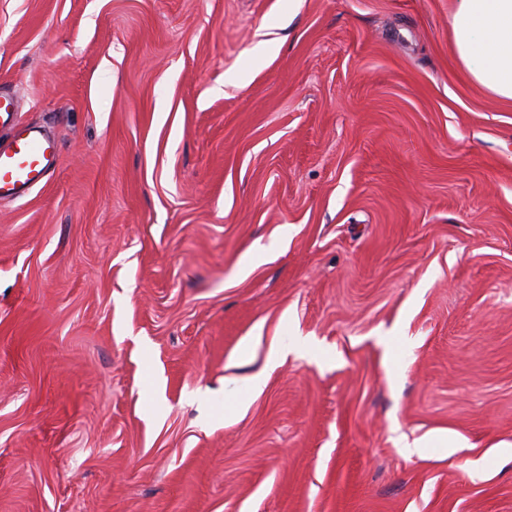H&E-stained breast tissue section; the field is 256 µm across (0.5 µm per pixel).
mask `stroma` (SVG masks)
<instances>
[{
	"label": "stroma",
	"mask_w": 512,
	"mask_h": 512,
	"mask_svg": "<svg viewBox=\"0 0 512 512\" xmlns=\"http://www.w3.org/2000/svg\"><path fill=\"white\" fill-rule=\"evenodd\" d=\"M451 9L0 0L63 152L0 200V512H512V102Z\"/></svg>",
	"instance_id": "obj_1"
}]
</instances>
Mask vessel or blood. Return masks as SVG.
I'll list each match as a JSON object with an SVG mask.
<instances>
[{"instance_id":"b4317fda","label":"vessel or blood","mask_w":512,"mask_h":512,"mask_svg":"<svg viewBox=\"0 0 512 512\" xmlns=\"http://www.w3.org/2000/svg\"><path fill=\"white\" fill-rule=\"evenodd\" d=\"M0 128L11 132L0 145V199L20 200L58 169L62 148L56 139L22 126L9 95L0 96Z\"/></svg>"}]
</instances>
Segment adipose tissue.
<instances>
[{
  "label": "adipose tissue",
  "instance_id": "ef3b65f1",
  "mask_svg": "<svg viewBox=\"0 0 512 512\" xmlns=\"http://www.w3.org/2000/svg\"><path fill=\"white\" fill-rule=\"evenodd\" d=\"M450 40L466 79L512 101V0H453Z\"/></svg>",
  "mask_w": 512,
  "mask_h": 512
}]
</instances>
